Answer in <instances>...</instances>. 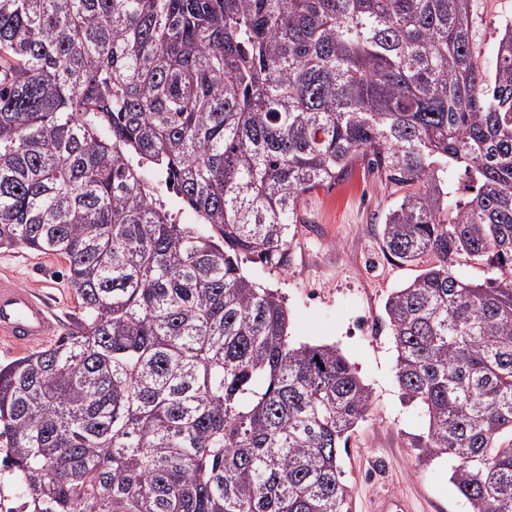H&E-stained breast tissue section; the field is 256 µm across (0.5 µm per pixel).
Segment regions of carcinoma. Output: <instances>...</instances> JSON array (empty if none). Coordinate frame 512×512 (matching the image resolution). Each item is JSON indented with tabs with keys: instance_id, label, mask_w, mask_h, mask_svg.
Returning <instances> with one entry per match:
<instances>
[{
	"instance_id": "1",
	"label": "carcinoma",
	"mask_w": 512,
	"mask_h": 512,
	"mask_svg": "<svg viewBox=\"0 0 512 512\" xmlns=\"http://www.w3.org/2000/svg\"><path fill=\"white\" fill-rule=\"evenodd\" d=\"M471 2L0 0V249L65 260L80 309L0 365L29 512H351L371 392L241 261L287 267L303 196L360 157L401 192L389 254L431 260L385 303L411 447L512 512V22L481 64ZM162 201L165 202L167 209H169L173 216L176 219L178 224H185L188 227H191L197 233L203 235H211L213 230L209 224H201L196 213H194L190 208L184 206L177 198L168 193H162L161 197H159ZM456 271L463 278L474 283H484L490 278H496L498 273L488 268L485 263L462 256L458 259Z\"/></svg>"
}]
</instances>
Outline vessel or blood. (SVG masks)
<instances>
[{"instance_id":"vessel-or-blood-1","label":"vessel or blood","mask_w":512,"mask_h":512,"mask_svg":"<svg viewBox=\"0 0 512 512\" xmlns=\"http://www.w3.org/2000/svg\"><path fill=\"white\" fill-rule=\"evenodd\" d=\"M58 330L59 322L42 295L12 279H0V342L36 346L53 339Z\"/></svg>"}]
</instances>
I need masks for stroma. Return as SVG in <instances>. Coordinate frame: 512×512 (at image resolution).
<instances>
[{"instance_id": "obj_1", "label": "stroma", "mask_w": 512, "mask_h": 512, "mask_svg": "<svg viewBox=\"0 0 512 512\" xmlns=\"http://www.w3.org/2000/svg\"><path fill=\"white\" fill-rule=\"evenodd\" d=\"M471 13L474 50L491 61L500 24L512 21V0H472ZM396 198L378 171L356 161L343 179L305 195L287 269L254 262L245 269L283 298L292 343L336 347L372 392L370 415L340 456L352 512H369L372 499L389 488L404 495L413 512H468L450 479L451 461L419 460L408 445L426 431L427 420L421 406L401 397L384 305L421 266L394 261L382 245L384 216ZM0 276L46 295L61 330L78 317L62 259L24 248L0 250Z\"/></svg>"}]
</instances>
